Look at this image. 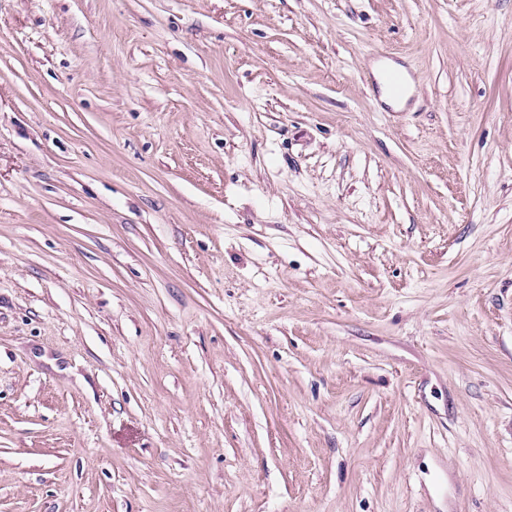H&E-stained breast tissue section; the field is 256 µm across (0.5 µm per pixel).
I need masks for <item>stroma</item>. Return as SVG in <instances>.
Instances as JSON below:
<instances>
[{"label":"stroma","instance_id":"stroma-1","mask_svg":"<svg viewBox=\"0 0 512 512\" xmlns=\"http://www.w3.org/2000/svg\"><path fill=\"white\" fill-rule=\"evenodd\" d=\"M0 512H512V0H0ZM379 82L381 84L382 97L391 104H395L394 98L397 100H402L407 96V85L405 81L395 73H387L386 80L388 82L389 88L394 96V98L390 95L384 81V75L382 72H377L376 74Z\"/></svg>","mask_w":512,"mask_h":512}]
</instances>
